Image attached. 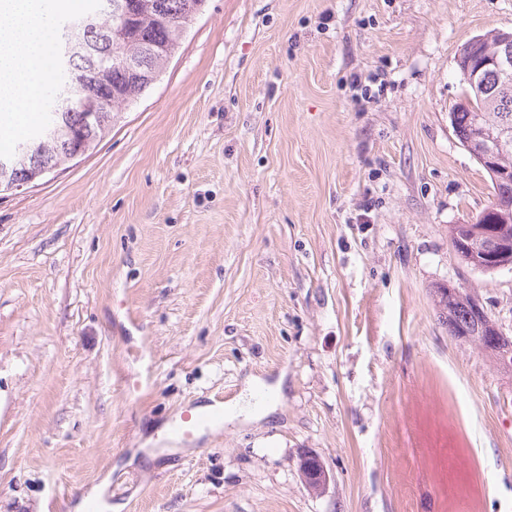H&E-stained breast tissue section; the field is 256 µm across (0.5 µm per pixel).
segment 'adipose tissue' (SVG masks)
<instances>
[{
	"instance_id": "ef3b65f1",
	"label": "adipose tissue",
	"mask_w": 512,
	"mask_h": 512,
	"mask_svg": "<svg viewBox=\"0 0 512 512\" xmlns=\"http://www.w3.org/2000/svg\"><path fill=\"white\" fill-rule=\"evenodd\" d=\"M41 15L42 0H0V97L18 123L37 113L33 84L52 67Z\"/></svg>"
}]
</instances>
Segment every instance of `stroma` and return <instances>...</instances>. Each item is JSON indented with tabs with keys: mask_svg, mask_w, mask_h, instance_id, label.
Wrapping results in <instances>:
<instances>
[{
	"mask_svg": "<svg viewBox=\"0 0 512 512\" xmlns=\"http://www.w3.org/2000/svg\"><path fill=\"white\" fill-rule=\"evenodd\" d=\"M494 28L512 0H208L91 154L0 194V512H512V372L433 302L512 336V269L448 242L494 194L449 121ZM435 293L438 317L442 324L448 328V334L456 338H462L471 342L477 341L475 336H462L460 333L466 328L469 329L475 324L474 313L477 317L489 319L479 304L462 288L457 291L448 292L443 288H437ZM474 305V311H473ZM301 470L309 481V485L315 490H320L329 479V475L320 460L309 454L302 455Z\"/></svg>",
	"mask_w": 512,
	"mask_h": 512,
	"instance_id": "1",
	"label": "stroma"
}]
</instances>
